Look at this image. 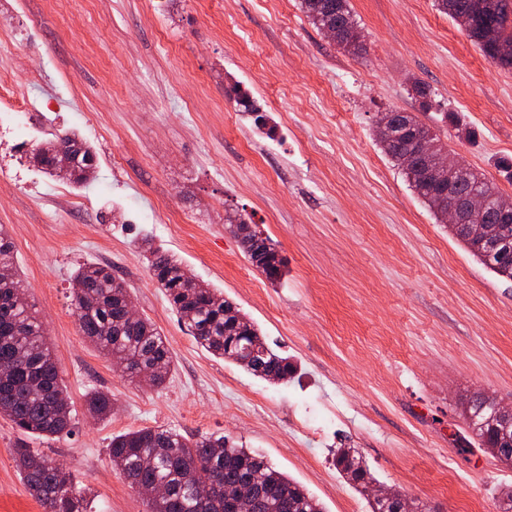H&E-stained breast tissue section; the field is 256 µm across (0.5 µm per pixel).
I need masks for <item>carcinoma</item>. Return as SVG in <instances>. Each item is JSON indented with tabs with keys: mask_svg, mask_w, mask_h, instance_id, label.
Masks as SVG:
<instances>
[{
	"mask_svg": "<svg viewBox=\"0 0 512 512\" xmlns=\"http://www.w3.org/2000/svg\"><path fill=\"white\" fill-rule=\"evenodd\" d=\"M301 11L321 32L336 31L334 43L348 53L358 51L351 33L359 32L349 0H299ZM441 13L453 8L466 17V36L484 56L502 69H512V59L498 56L497 43L488 39L495 32L512 40V0H434ZM225 97L242 112L253 116L257 129H267L268 116L249 88L238 81L224 87ZM399 125L418 133L440 151L448 146L440 132L420 122L409 112L396 117ZM74 146L70 182L84 186L96 172V151L75 132L55 134L22 142L30 163L41 174L52 178L54 152L62 142ZM384 155L399 168L418 199L444 223L438 206L440 187L428 184L421 171L408 170L401 160L400 145L377 141ZM454 193L464 198L474 191L495 204L501 194L493 182L473 169L463 175H449ZM483 235L502 242L497 254L488 253L478 241L461 232L453 233L467 251L496 276L512 281V224H494L483 219ZM248 260L272 283L285 276V262L276 244L255 229L241 241ZM140 249L148 260L158 286L164 291L172 310L193 336L195 342L213 355L224 358L228 349H242L256 344L257 352L249 363L240 367L263 380L272 372L278 377L292 378L296 368L286 357L275 353L265 342L258 327L233 303L224 299L216 288L201 282L182 280L181 262L175 256L153 247L148 239ZM13 268V246L8 234L0 228V267ZM72 302L80 331L104 356L123 367L128 377L158 387L172 367V356L166 338L156 325L141 319L131 323L126 318L132 304L125 283L104 267L94 264L79 266L72 278ZM231 326L240 342L228 346L224 327ZM9 369L0 380V416L9 419L23 434L52 439L72 428L66 387L59 377L55 357L46 343L44 330L35 305L25 292L22 280L13 275L12 285L0 292V367ZM495 399L478 394L467 408L468 427L478 444L490 451L502 464L512 467V424L505 425L493 417ZM88 412L97 419L112 413V397L104 391L91 393ZM112 466L138 491L141 487L164 485L167 494L147 501V512H224V490L234 489L259 472L265 489L253 502V512H324L322 503L303 486L289 479L265 460L229 436L188 438L171 429L156 427L129 431L112 437L108 447ZM14 463L30 494L45 512H87V494L74 483L70 471L56 459L37 448L24 445L14 449ZM336 469L364 498L377 483L367 462L352 448H339L335 454ZM219 480V490L209 501L198 495L197 486Z\"/></svg>",
	"mask_w": 512,
	"mask_h": 512,
	"instance_id": "carcinoma-1",
	"label": "carcinoma"
}]
</instances>
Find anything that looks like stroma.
Masks as SVG:
<instances>
[{"label":"stroma","mask_w":512,"mask_h":512,"mask_svg":"<svg viewBox=\"0 0 512 512\" xmlns=\"http://www.w3.org/2000/svg\"><path fill=\"white\" fill-rule=\"evenodd\" d=\"M350 7L365 45L356 55L298 0H0V72L33 107L0 143V226L74 422L42 440L0 417V512H44L13 462L22 444L65 463L92 512H146L107 448L157 426L234 438L326 512H369L336 469L340 448L428 512H459L455 494L429 490L450 475L497 512L512 469L474 447L456 402L478 392L512 405V281L436 222L374 129L397 110L450 130L449 149L512 200V70L433 0ZM232 79L277 123L276 138L225 100ZM415 79L431 109L412 95ZM71 130L97 152L83 187L42 175L18 149ZM162 209L174 222L154 221ZM234 212L276 243L281 283L245 260L224 223ZM145 238L250 316L294 377L271 384L199 347L151 276ZM90 263L123 280L166 337L173 366L161 387L132 381L82 336L72 276ZM95 390L114 402L99 421L85 407Z\"/></svg>","instance_id":"stroma-1"}]
</instances>
